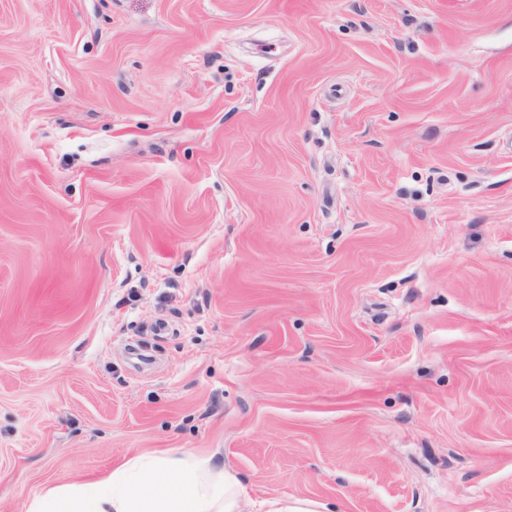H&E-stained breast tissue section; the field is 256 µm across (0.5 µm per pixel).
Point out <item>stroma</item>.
<instances>
[{"instance_id":"1","label":"stroma","mask_w":512,"mask_h":512,"mask_svg":"<svg viewBox=\"0 0 512 512\" xmlns=\"http://www.w3.org/2000/svg\"><path fill=\"white\" fill-rule=\"evenodd\" d=\"M168 448L512 512V0H0V512Z\"/></svg>"}]
</instances>
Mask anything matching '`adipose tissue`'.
I'll list each match as a JSON object with an SVG mask.
<instances>
[{
	"label": "adipose tissue",
	"instance_id": "adipose-tissue-1",
	"mask_svg": "<svg viewBox=\"0 0 512 512\" xmlns=\"http://www.w3.org/2000/svg\"><path fill=\"white\" fill-rule=\"evenodd\" d=\"M27 512H313L284 498L252 500L241 481L210 458L170 448L127 461L108 476L36 496Z\"/></svg>",
	"mask_w": 512,
	"mask_h": 512
}]
</instances>
